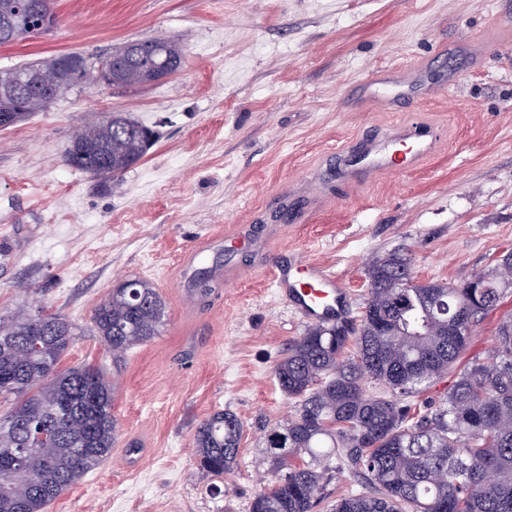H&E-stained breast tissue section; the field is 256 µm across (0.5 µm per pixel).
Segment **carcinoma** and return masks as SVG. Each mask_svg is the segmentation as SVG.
I'll return each instance as SVG.
<instances>
[{"instance_id": "carcinoma-1", "label": "carcinoma", "mask_w": 512, "mask_h": 512, "mask_svg": "<svg viewBox=\"0 0 512 512\" xmlns=\"http://www.w3.org/2000/svg\"><path fill=\"white\" fill-rule=\"evenodd\" d=\"M14 0H0V26L13 36L0 46L39 36L40 25L13 15ZM146 43L141 64H118L112 87L144 85L143 69L160 63L177 70L183 53L168 39ZM40 65L71 78V54ZM44 109L39 97L0 98V128L7 116ZM145 124L112 113L76 134L81 155L71 166L106 183L118 179L147 152ZM368 288L359 324H316L293 340L274 366L282 393L296 412L271 433L288 434V456L267 448L273 473L256 493L251 512H315L324 499L334 459L363 480L365 491L336 499L331 512H512V314L495 330L494 351L467 357L472 327L498 309L512 283L489 288L416 281L409 259L394 251L367 269ZM115 287L95 309L94 332L119 354L159 335L165 304L148 281ZM457 325L448 334L446 319ZM74 327L60 314L39 311L0 318V512H44L46 506L112 453L114 390L94 366L61 368ZM457 371L434 409L413 416L410 397L427 383ZM372 381L386 389L374 394ZM243 424L218 410L194 434L197 465L213 476L232 470ZM20 455L26 478L13 479Z\"/></svg>"}]
</instances>
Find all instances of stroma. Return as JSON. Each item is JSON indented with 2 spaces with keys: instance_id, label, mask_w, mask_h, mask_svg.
Segmentation results:
<instances>
[{
  "instance_id": "1",
  "label": "stroma",
  "mask_w": 512,
  "mask_h": 512,
  "mask_svg": "<svg viewBox=\"0 0 512 512\" xmlns=\"http://www.w3.org/2000/svg\"><path fill=\"white\" fill-rule=\"evenodd\" d=\"M46 34L0 47V71L54 54L88 60L167 38L181 69L148 86L78 82L0 130V316L58 313L76 328L62 364L103 368L117 440L45 512H250L272 461L265 436L296 407L273 367L308 326L278 295L295 254L333 266L361 315L367 268L397 251L418 281H460L512 248V0H54ZM428 66L458 82L439 99L376 112L375 70ZM110 112L155 128L147 155L101 183L69 166L74 135ZM439 134L418 171L369 183L311 172L345 142L403 122ZM294 203L291 223L271 222ZM251 228L258 248L235 242ZM218 267L214 301L187 289ZM154 284L167 321L115 355L93 336L121 279ZM243 423L237 464L197 468L193 436L216 410ZM136 446L128 454V446Z\"/></svg>"
}]
</instances>
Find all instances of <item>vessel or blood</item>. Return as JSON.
<instances>
[{
	"mask_svg": "<svg viewBox=\"0 0 512 512\" xmlns=\"http://www.w3.org/2000/svg\"><path fill=\"white\" fill-rule=\"evenodd\" d=\"M370 102L389 109L394 98L427 97L444 94L446 79H435L429 69L418 71L381 70L370 75ZM438 135L421 122H408L383 131L380 138L351 144L339 150L333 170L317 169L312 177L316 187L334 180L359 182L380 173H407L419 168L436 151ZM274 286L302 318L311 322L335 320L348 313V291L328 266L298 257L292 269L273 271Z\"/></svg>",
	"mask_w": 512,
	"mask_h": 512,
	"instance_id": "obj_1",
	"label": "vessel or blood"
}]
</instances>
